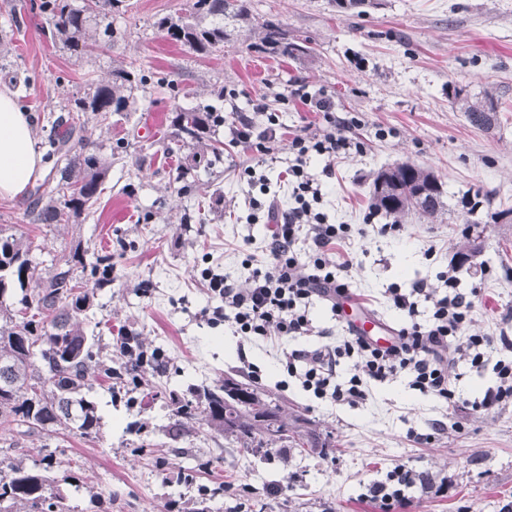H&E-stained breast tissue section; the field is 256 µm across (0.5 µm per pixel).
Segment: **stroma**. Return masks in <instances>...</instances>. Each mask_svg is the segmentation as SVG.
<instances>
[{
    "mask_svg": "<svg viewBox=\"0 0 512 512\" xmlns=\"http://www.w3.org/2000/svg\"><path fill=\"white\" fill-rule=\"evenodd\" d=\"M127 2V12L112 18L118 42L77 57L52 41L44 20L29 12V0H0V45L8 51L0 88L32 118L63 114L89 82L109 83L119 67H134L148 80L135 90L127 115L85 125L86 139L102 153L119 150L87 220L31 223L23 196L0 199V231L32 238L33 258L43 268L76 245L111 251L117 279L98 293L84 329L107 340L126 330L163 351L167 369L155 378L162 390L223 377L243 381L249 364L258 365L260 388L300 416L306 447L245 448L203 433L168 442L163 430L171 419L162 399L130 409L124 395L110 396L102 384L95 394L104 417L98 438L71 433L58 441L59 452L78 463L56 471L59 488L69 495L72 481L88 479L111 492L112 512H182L199 486L216 481L225 489L210 500L211 512H374L362 497L365 488L404 464L448 481L441 495L412 488L408 512H507L512 404L484 410L473 403L495 387L494 366L512 360V351L489 352L478 366L449 365L451 405L412 389L403 373L370 385L367 400L355 406L319 400L285 377L281 345L241 344L231 324L204 317L212 301L202 272L211 268L244 284V255L258 265L267 259L265 225L247 221L250 201L272 193L279 209L293 203L287 142L261 156L236 143L232 128L245 119L265 123L252 106L262 97L284 132H318L321 114L290 93L323 91L335 100L337 115L358 118L353 135L364 146L362 154L337 160L331 176L323 172L324 158L311 161L329 222L363 224L376 173L398 162L431 169L444 184L441 220L413 213L399 230L347 242L358 300L401 326L388 288L433 285L438 272L455 266L459 292L479 291L469 333L512 337V220L494 217L496 206L512 208V0H378L360 15L337 12L333 0H248L253 23L274 15L289 37L310 40L314 52L303 60L256 52L252 26L232 30L223 53L193 55L156 26L186 0ZM162 77L175 80L177 89L156 88ZM220 87L236 90V97L218 98ZM281 93L288 103L278 101ZM458 95L492 99L497 122L487 129L471 125L454 102ZM198 104L224 112L223 125L210 133L224 154L211 166L196 163L192 147H172L175 110ZM148 122L155 126L151 137L142 133ZM381 129L386 138L378 137ZM248 166L263 171L267 189L242 179ZM180 169L188 172L189 191L175 180ZM138 420L148 425L150 446L130 431ZM418 433L431 434V441L416 442ZM273 484L283 494L267 496Z\"/></svg>",
    "mask_w": 512,
    "mask_h": 512,
    "instance_id": "obj_1",
    "label": "stroma"
}]
</instances>
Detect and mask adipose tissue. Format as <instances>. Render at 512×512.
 <instances>
[{"mask_svg": "<svg viewBox=\"0 0 512 512\" xmlns=\"http://www.w3.org/2000/svg\"><path fill=\"white\" fill-rule=\"evenodd\" d=\"M46 167L34 125L12 93L0 90V198L21 196Z\"/></svg>", "mask_w": 512, "mask_h": 512, "instance_id": "adipose-tissue-1", "label": "adipose tissue"}]
</instances>
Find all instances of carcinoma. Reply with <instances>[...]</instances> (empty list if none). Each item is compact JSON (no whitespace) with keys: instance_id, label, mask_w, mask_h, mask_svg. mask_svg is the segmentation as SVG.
<instances>
[{"instance_id":"obj_1","label":"carcinoma","mask_w":512,"mask_h":512,"mask_svg":"<svg viewBox=\"0 0 512 512\" xmlns=\"http://www.w3.org/2000/svg\"><path fill=\"white\" fill-rule=\"evenodd\" d=\"M126 9L125 0H35L30 12L51 26L53 36L83 57L99 42L95 28L112 41V15ZM247 0H189L175 16L157 21L166 37L186 51L207 56L224 50L229 42L227 21H249ZM259 49L279 57L300 59L311 52L309 40L288 38L280 20L267 18L256 25ZM144 76L125 68L112 71L109 84L89 85L70 101L67 114L48 121V156L53 167L31 193L29 215L34 224H76L89 216L103 191L111 166L100 149L89 148L83 135L85 116L102 119L128 110L133 92L144 87ZM468 121L489 127L496 120L493 103L475 102L455 96ZM224 122L222 111L212 105H197L175 112L174 138L193 143L195 156L214 158L222 150L207 143L212 127ZM391 173L388 191L381 192L373 180L371 205L377 211L403 217L415 212L435 218L444 207L442 182L433 172L410 162L381 170ZM33 242L0 233V425L12 426L19 436L37 434L46 441L77 432L86 438L100 434L102 417L92 399L95 383L105 376L109 393L129 394V405H144L158 398L151 377L166 369V361H143L132 349L122 348L124 334L116 343L87 334L79 316L93 307L97 290L112 287V253L92 255L72 248L51 265L40 269L32 260ZM90 275L92 287L83 285ZM36 287H30V283ZM121 362L112 365V348ZM173 422L165 431L176 440L204 424L208 434L233 437L245 448L253 444L295 442L281 406L251 381L219 379L212 386H190L187 393H169L165 398ZM18 441L0 446V512H71L66 496L54 485L55 470L70 461L51 451L27 463L10 456Z\"/></svg>"}]
</instances>
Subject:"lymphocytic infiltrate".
<instances>
[{"label":"lymphocytic infiltrate","instance_id":"obj_1","mask_svg":"<svg viewBox=\"0 0 512 512\" xmlns=\"http://www.w3.org/2000/svg\"><path fill=\"white\" fill-rule=\"evenodd\" d=\"M310 111L322 114L325 126L321 133H300L288 143L292 159L288 181L292 186L293 207L279 211L268 204L266 222L269 235V259L254 269L245 285H238L228 276L205 272L208 291L218 304L210 312L211 322L232 323L245 339L280 342L288 338L314 335L308 307L313 298L327 302L331 311H338L342 298L350 296L348 274L352 258H338L335 248L353 235L348 224L329 223L319 211L321 187L308 171L311 155L327 160L325 173H332L336 160L362 153L363 146L350 134L355 119L336 118V103L325 93H305L300 97ZM255 111L265 113L266 126L255 130L250 122H241L232 131L236 141L247 144L256 152L268 155L281 137L276 113L270 112L264 100H257ZM307 232L313 249L301 256L295 249L300 232ZM439 286L446 293L426 282L415 283L409 291L393 288L389 298L393 306L405 314V324L394 342L382 349L361 336L337 337L334 345L284 352L281 364L288 376L296 378L304 390L316 398L356 405L366 400L371 383L382 382L398 373H406L411 386L420 393L450 402L454 392L448 379V365L453 360L471 359L478 363L494 346L512 348V338L465 335L473 302L455 287V270L439 272ZM432 305L428 323L416 316L419 301ZM355 362V372L347 381H336V368L341 359ZM422 475L400 464L388 471L384 480L369 485L366 500L374 503L376 512H405L413 501L408 489Z\"/></svg>","mask_w":512,"mask_h":512}]
</instances>
